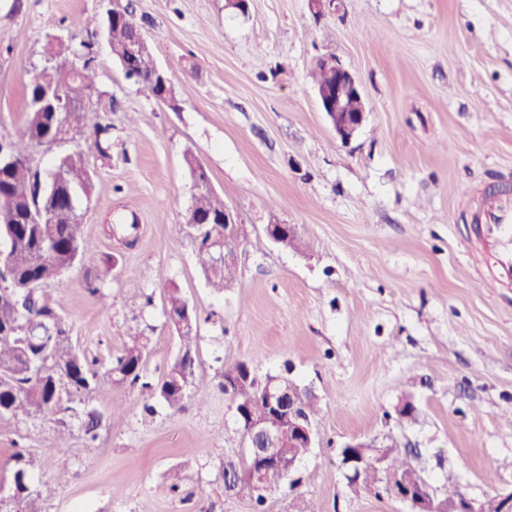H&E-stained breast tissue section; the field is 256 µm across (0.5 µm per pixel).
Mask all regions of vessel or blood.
Listing matches in <instances>:
<instances>
[{
	"label": "vessel or blood",
	"instance_id": "obj_1",
	"mask_svg": "<svg viewBox=\"0 0 512 512\" xmlns=\"http://www.w3.org/2000/svg\"><path fill=\"white\" fill-rule=\"evenodd\" d=\"M475 220L476 236L486 268V286H512V194L495 192L483 195Z\"/></svg>",
	"mask_w": 512,
	"mask_h": 512
}]
</instances>
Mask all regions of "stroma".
I'll return each instance as SVG.
<instances>
[{"label":"stroma","mask_w":512,"mask_h":512,"mask_svg":"<svg viewBox=\"0 0 512 512\" xmlns=\"http://www.w3.org/2000/svg\"><path fill=\"white\" fill-rule=\"evenodd\" d=\"M168 70V107L126 78L100 30L74 28L100 0H0V139L23 129L24 90L48 35L68 31L97 51L89 102L99 136L41 146L48 173L82 150L93 190L80 205L90 250L41 294L103 373L63 418L0 421V466L15 449L54 483L43 512H254L226 495L225 455L244 440L221 382L248 361L258 379L283 373L316 395V444L296 490L270 495L288 512L301 493L312 512H410L352 486L348 441L414 449L434 486L512 492V292L485 287L472 216L479 193L512 191V0H122ZM338 58L368 108L349 142L320 108L312 73ZM194 155L244 224L238 279L208 288L184 231ZM292 224L298 250L264 228ZM137 223L132 235L115 224ZM198 317L195 386L176 412L144 410L136 390L105 375L131 336H148L144 369L162 380L178 353L167 291ZM412 394L415 421L395 406ZM121 414L96 441L84 409ZM71 433L59 447L57 429ZM179 472L177 493L167 489Z\"/></svg>","instance_id":"35a3bbf8"}]
</instances>
